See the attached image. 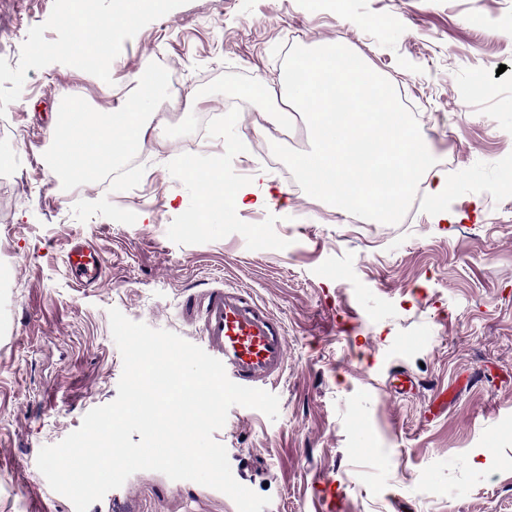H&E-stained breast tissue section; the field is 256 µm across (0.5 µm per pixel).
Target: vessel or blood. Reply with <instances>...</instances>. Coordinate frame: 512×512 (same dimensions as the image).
I'll return each mask as SVG.
<instances>
[{"label":"vessel or blood","mask_w":512,"mask_h":512,"mask_svg":"<svg viewBox=\"0 0 512 512\" xmlns=\"http://www.w3.org/2000/svg\"><path fill=\"white\" fill-rule=\"evenodd\" d=\"M70 260L86 283H94L99 277V254L92 246L74 245ZM182 314L199 321L209 355L223 363L234 383L262 389L284 373L285 327L245 291L218 286L187 295Z\"/></svg>","instance_id":"obj_1"}]
</instances>
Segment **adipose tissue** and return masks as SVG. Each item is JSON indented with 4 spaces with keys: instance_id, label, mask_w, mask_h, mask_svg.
<instances>
[{
    "instance_id": "1",
    "label": "adipose tissue",
    "mask_w": 512,
    "mask_h": 512,
    "mask_svg": "<svg viewBox=\"0 0 512 512\" xmlns=\"http://www.w3.org/2000/svg\"><path fill=\"white\" fill-rule=\"evenodd\" d=\"M146 2L159 6L163 0H113L112 13L103 23L97 42L83 49L84 60H95L104 69H111L113 41L133 20L135 7ZM146 103L159 110L167 101L146 87L139 101L96 119L83 112L79 104H72L50 129L56 170L69 178H87L92 172L111 166L115 159L142 151L151 137L150 124L142 110Z\"/></svg>"
}]
</instances>
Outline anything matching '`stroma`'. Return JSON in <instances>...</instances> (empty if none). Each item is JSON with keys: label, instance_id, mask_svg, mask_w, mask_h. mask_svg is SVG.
I'll return each instance as SVG.
<instances>
[{"label": "stroma", "instance_id": "stroma-1", "mask_svg": "<svg viewBox=\"0 0 512 512\" xmlns=\"http://www.w3.org/2000/svg\"><path fill=\"white\" fill-rule=\"evenodd\" d=\"M68 0H0V512H75L36 460L113 402L122 375L109 311L200 344L185 293L243 288L280 318L288 362L279 416L236 405L223 428L234 478L262 512H512V197L467 193L442 224L348 222L290 190L271 151L305 152L308 130L261 135L280 107L291 29L300 46L345 45L410 103L437 168L512 153V0H167L112 46L110 75L50 46L96 37L67 27ZM192 93L137 166L72 192L47 132L73 98L107 112L141 82ZM219 169L274 189L238 208L183 175ZM94 245L83 287L68 255ZM88 512H237L224 493L156 471L132 474Z\"/></svg>", "mask_w": 512, "mask_h": 512}]
</instances>
